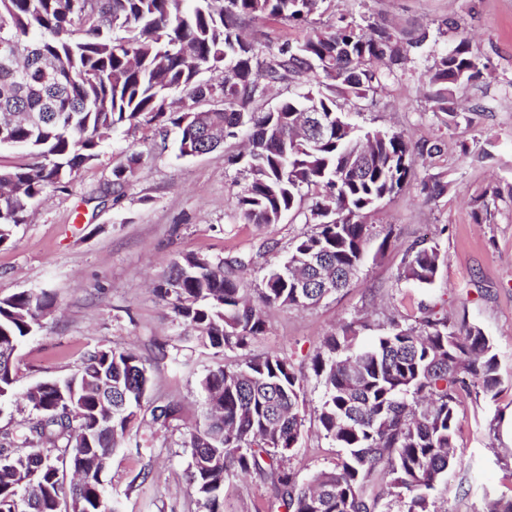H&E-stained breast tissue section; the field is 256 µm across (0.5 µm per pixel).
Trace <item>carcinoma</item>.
Returning a JSON list of instances; mask_svg holds the SVG:
<instances>
[{"label":"carcinoma","instance_id":"cac0c4a2","mask_svg":"<svg viewBox=\"0 0 512 512\" xmlns=\"http://www.w3.org/2000/svg\"><path fill=\"white\" fill-rule=\"evenodd\" d=\"M327 0H0V127L7 145L33 162L0 166V245L25 224L46 191H64L98 157L108 132L145 122L180 132L179 152L210 153L245 133L246 184L236 209L247 224L271 225L316 195L285 262L272 267L259 303L240 295L222 258L187 253L155 287L175 318L215 352L245 349L265 330L262 307L307 308L348 284L371 236L366 215L402 189L417 159L436 142L411 144L398 132L358 133L339 100H362L385 87L422 43L380 22L323 29L313 15ZM245 18L286 20L307 28L260 60L242 38ZM434 60L428 109L448 124L463 116L457 97L482 75L465 30ZM224 70L218 83L205 71ZM305 76L318 87L262 110L253 104L271 85ZM180 92L193 101L224 99V108L173 111ZM141 165L129 154L113 168L122 185ZM436 176L421 181L429 199L444 194ZM444 256L435 242L412 245L399 276L437 279ZM48 292L0 298V402L21 399L34 416L0 431V512H109L102 474L150 387L139 356L97 347L62 380L23 383L17 350L55 307ZM351 321L323 341L312 369L324 389L317 412L323 436L344 455L297 482L284 462L302 437L303 386L279 355L247 357L200 379L208 411L189 430V482L205 512H224V485L253 472L271 481L285 512H373L383 482L402 512H435L433 492L455 465L458 394L477 387L497 395L493 342L461 319L432 311L417 325L393 319L366 346ZM166 427L178 414L167 402L150 410Z\"/></svg>","mask_w":512,"mask_h":512}]
</instances>
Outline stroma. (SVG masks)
Listing matches in <instances>:
<instances>
[{"instance_id":"obj_1","label":"stroma","mask_w":512,"mask_h":512,"mask_svg":"<svg viewBox=\"0 0 512 512\" xmlns=\"http://www.w3.org/2000/svg\"><path fill=\"white\" fill-rule=\"evenodd\" d=\"M342 16L385 22L406 38L428 28L429 40L397 80L362 101L351 120L365 130L442 144L440 156L418 163L417 181L368 214L373 235L347 288L307 309L266 308V329L247 350L216 355L202 349L155 296L152 281L189 252L238 257L244 264L234 274L244 294L256 298L266 271L285 261L308 226L291 213L270 226L240 219L235 197L244 180L230 158L243 152L245 137L226 141L220 152L184 157L177 129L152 125L110 132L97 160L73 176L67 191L38 199L28 223L0 246V298L44 290L58 304L20 347L26 382L73 373L96 347L130 348L151 376L147 401L179 403L169 430L152 431L139 417L130 423V444L113 454L103 476L119 512H204L189 484L182 434L204 421L198 381L207 369L247 356L285 355L303 377L304 432L288 468L305 482L333 467L340 450L317 429L323 388L311 369L324 337L362 318L370 324L360 334L366 343L390 319L418 315L423 305L480 326L493 340L501 379L493 400L460 392L457 464L436 488V508L484 512L486 496L512 495V0H333L318 22ZM451 20L469 29L485 69L458 99L462 108L479 105V113L447 125L428 111L424 94L428 69L454 45V34L439 30ZM243 33L263 56L301 40L305 30L250 19ZM132 152L141 155V168L123 187H113V167ZM431 174L440 175L447 190L429 201L418 181ZM496 187L502 197L475 222V200ZM423 238L438 243L447 258L427 288L399 276L403 255ZM137 438L142 446H134ZM224 512L279 509L270 482L246 474L226 482Z\"/></svg>"}]
</instances>
